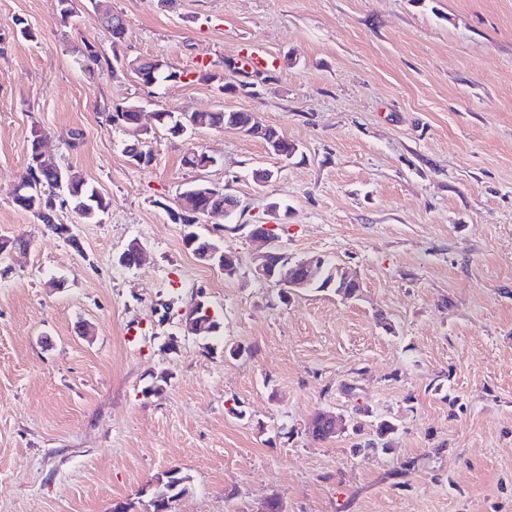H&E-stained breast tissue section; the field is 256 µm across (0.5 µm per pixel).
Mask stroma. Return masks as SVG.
Segmentation results:
<instances>
[{"instance_id":"35a3bbf8","label":"stroma","mask_w":512,"mask_h":512,"mask_svg":"<svg viewBox=\"0 0 512 512\" xmlns=\"http://www.w3.org/2000/svg\"><path fill=\"white\" fill-rule=\"evenodd\" d=\"M112 13L130 22L122 55L181 79L87 70L86 44L112 48ZM247 42L278 61L251 91L232 66ZM203 55L223 82L197 76ZM130 103L145 167L105 119ZM226 108L297 153L231 129L175 139L153 120ZM35 126L111 202L97 223L59 211L77 245L11 201ZM191 147L216 165L186 166ZM200 182L240 201L195 226L237 256L230 279L167 213ZM252 224L275 225L293 259L356 272L357 297L280 302L254 274ZM20 236L26 249L0 254V512H111L172 468L190 478L174 512L270 497L284 512H512V0H82L65 24L58 0H0V238ZM133 240L146 258L126 268ZM199 288L241 355L184 333ZM321 412L345 432L314 439ZM383 419L396 430L370 449Z\"/></svg>"}]
</instances>
